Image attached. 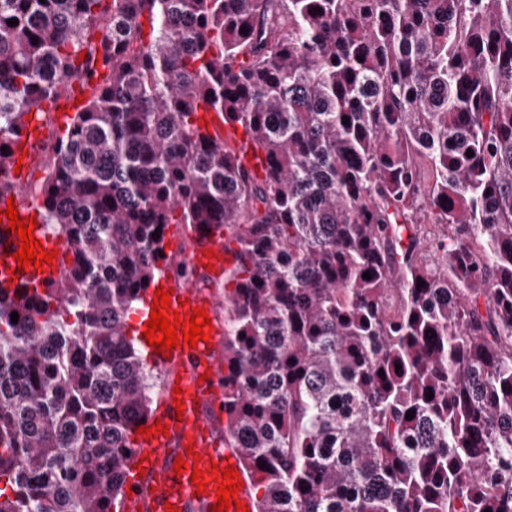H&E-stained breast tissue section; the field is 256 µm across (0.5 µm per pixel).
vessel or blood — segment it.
I'll return each instance as SVG.
<instances>
[{
	"label": "vessel or blood",
	"instance_id": "b4317fda",
	"mask_svg": "<svg viewBox=\"0 0 512 512\" xmlns=\"http://www.w3.org/2000/svg\"><path fill=\"white\" fill-rule=\"evenodd\" d=\"M8 221H0V281L18 275L20 280L37 284L59 277L61 266L46 270H33L32 267H19L13 261V253L18 252L20 239L8 230ZM217 254L216 267H223L230 259L224 245L212 238H201L198 248L189 258L190 263L206 264V250ZM220 346L219 336H211L209 342H198L196 348L180 345L175 348L171 359L154 355L157 365L171 364L177 374L176 379L168 380L161 404L155 415L168 423V436L144 439L135 435L137 454L143 459L146 470L144 477L127 481L129 497L123 498V512H166L167 505L176 506L178 512H212L214 496L196 495L190 472L174 475V461L185 455L187 444H194L201 459L198 463L203 471H210L212 463L219 465H240L238 449L227 447L211 437V416L224 412V370L216 358ZM184 401V414H176L175 401Z\"/></svg>",
	"mask_w": 512,
	"mask_h": 512
}]
</instances>
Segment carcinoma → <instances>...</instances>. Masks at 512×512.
<instances>
[{
    "instance_id": "obj_1",
    "label": "carcinoma",
    "mask_w": 512,
    "mask_h": 512,
    "mask_svg": "<svg viewBox=\"0 0 512 512\" xmlns=\"http://www.w3.org/2000/svg\"><path fill=\"white\" fill-rule=\"evenodd\" d=\"M75 84L34 195L70 262L0 285V512L119 509L155 399L130 312L203 278L171 224L234 253L257 512H512V0H0V170Z\"/></svg>"
}]
</instances>
